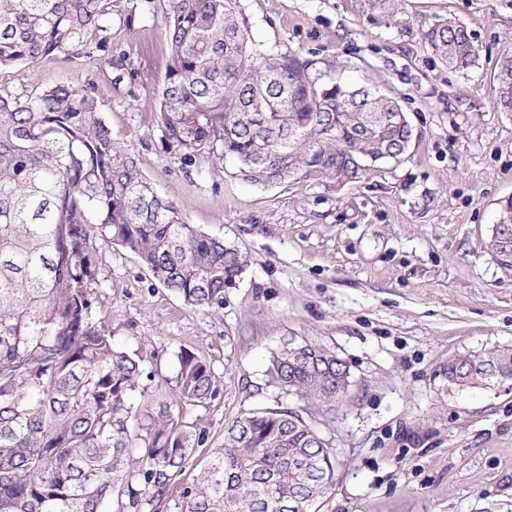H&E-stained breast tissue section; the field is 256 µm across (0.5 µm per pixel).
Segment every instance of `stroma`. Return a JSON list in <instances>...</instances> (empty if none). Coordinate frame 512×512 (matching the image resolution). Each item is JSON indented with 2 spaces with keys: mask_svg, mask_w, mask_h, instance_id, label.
Here are the masks:
<instances>
[{
  "mask_svg": "<svg viewBox=\"0 0 512 512\" xmlns=\"http://www.w3.org/2000/svg\"><path fill=\"white\" fill-rule=\"evenodd\" d=\"M107 7L123 68L89 43L1 71L0 92L93 88L113 139L157 192L247 261L223 306L199 310L94 237L97 317L153 374L140 404L173 400L177 355L189 349L217 393L184 413L220 447L238 414L297 406L265 371L285 342L306 339L350 372L347 393L317 414L338 461L320 512H512V381L458 390L445 376L449 358L512 346V269L485 246L512 197V113L492 95L496 62L512 52V0H240L254 58L287 53L322 78L374 84L406 113L417 140L404 157L338 191L312 179L255 185L232 158L187 161L163 147L164 2ZM443 16L472 34L468 70L425 41Z\"/></svg>",
  "mask_w": 512,
  "mask_h": 512,
  "instance_id": "1",
  "label": "stroma"
}]
</instances>
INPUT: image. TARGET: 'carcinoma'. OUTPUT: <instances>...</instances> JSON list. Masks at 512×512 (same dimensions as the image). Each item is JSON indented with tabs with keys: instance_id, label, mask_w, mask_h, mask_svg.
Segmentation results:
<instances>
[{
	"instance_id": "carcinoma-1",
	"label": "carcinoma",
	"mask_w": 512,
	"mask_h": 512,
	"mask_svg": "<svg viewBox=\"0 0 512 512\" xmlns=\"http://www.w3.org/2000/svg\"><path fill=\"white\" fill-rule=\"evenodd\" d=\"M169 63L158 89L168 150L193 161L232 157L247 181L273 185L284 166L300 178L354 184L372 154L408 146L407 127L364 137L367 114L399 112L370 88L350 89L276 53L256 61L239 0H166ZM104 0H0V68L35 64L104 30ZM446 64L467 69L477 49L467 28L443 18L426 33ZM497 107L512 112V54L494 75ZM344 127L336 138L332 125ZM123 247L164 287L198 309L224 305L245 260L223 239L188 223L157 194L136 158L112 138L89 88L57 84L28 96L0 94V512H142L180 494L185 512H318L331 490L336 449L310 406L348 389L345 363L309 341L311 356L270 359L268 384L308 403L263 406L236 416L220 448L173 404L136 401L145 357L113 342L90 294L93 233ZM448 387L512 378V348L448 361ZM177 400L215 397L210 366L178 354ZM203 459L194 488L180 490Z\"/></svg>"
}]
</instances>
